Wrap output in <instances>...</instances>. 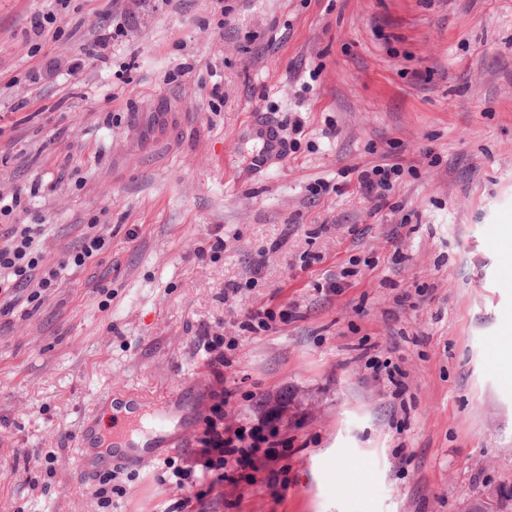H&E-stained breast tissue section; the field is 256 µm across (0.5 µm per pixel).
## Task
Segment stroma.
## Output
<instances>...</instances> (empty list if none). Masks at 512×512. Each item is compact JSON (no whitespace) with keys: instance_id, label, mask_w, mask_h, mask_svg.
<instances>
[{"instance_id":"obj_1","label":"stroma","mask_w":512,"mask_h":512,"mask_svg":"<svg viewBox=\"0 0 512 512\" xmlns=\"http://www.w3.org/2000/svg\"><path fill=\"white\" fill-rule=\"evenodd\" d=\"M256 112L289 144L262 167ZM376 165L401 170L378 210ZM16 194L0 244L41 224L48 265L92 229L110 246L40 306L0 296V512H163L155 461L100 507L82 422L114 388L183 393L191 465L223 385L226 422L288 445L205 512H475L494 491L512 512V382L487 360L512 319V0H0ZM258 308L285 319L239 336ZM206 332L239 338L225 383ZM395 168L374 166L370 170H363L358 176L359 188L365 197L378 209L386 198V192L392 188L393 176H398Z\"/></svg>"}]
</instances>
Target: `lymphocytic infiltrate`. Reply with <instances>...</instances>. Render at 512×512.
Instances as JSON below:
<instances>
[{
	"instance_id": "1",
	"label": "lymphocytic infiltrate",
	"mask_w": 512,
	"mask_h": 512,
	"mask_svg": "<svg viewBox=\"0 0 512 512\" xmlns=\"http://www.w3.org/2000/svg\"><path fill=\"white\" fill-rule=\"evenodd\" d=\"M42 231L38 224L14 225L9 240L0 246V293L13 292L28 284H36L33 298L51 292L68 267H80L103 253L108 244L98 234H87L81 247L57 265H45L34 246ZM236 397L235 390L222 388L213 393L211 414L205 419L202 448L195 465L181 466L174 459H164L170 482L184 496L166 508V512H188L191 504H204L214 488L221 484L240 486L253 484L255 474L276 458L283 442L271 422L243 420L234 425L224 422V408Z\"/></svg>"
}]
</instances>
